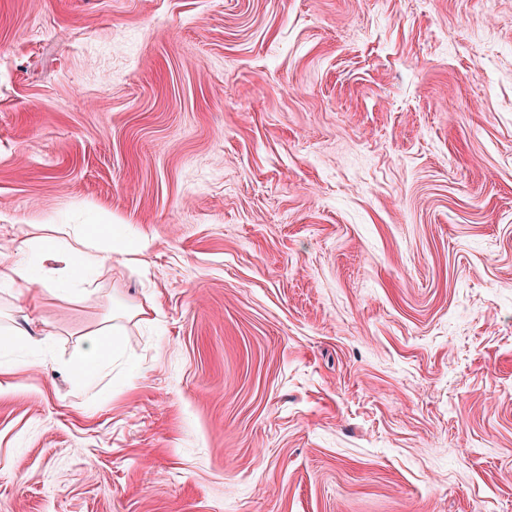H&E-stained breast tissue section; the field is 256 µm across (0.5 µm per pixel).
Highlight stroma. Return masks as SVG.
<instances>
[{
  "label": "stroma",
  "instance_id": "obj_1",
  "mask_svg": "<svg viewBox=\"0 0 512 512\" xmlns=\"http://www.w3.org/2000/svg\"><path fill=\"white\" fill-rule=\"evenodd\" d=\"M37 224L146 251L29 310L0 512H512V0H0ZM86 336L88 337L84 343L75 352L73 369L81 380L90 383L112 362L118 349L117 342L112 336H122V327L112 324Z\"/></svg>",
  "mask_w": 512,
  "mask_h": 512
}]
</instances>
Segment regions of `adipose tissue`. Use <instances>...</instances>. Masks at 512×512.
Returning a JSON list of instances; mask_svg holds the SVG:
<instances>
[{
	"label": "adipose tissue",
	"mask_w": 512,
	"mask_h": 512,
	"mask_svg": "<svg viewBox=\"0 0 512 512\" xmlns=\"http://www.w3.org/2000/svg\"><path fill=\"white\" fill-rule=\"evenodd\" d=\"M123 233V227L117 224L102 225L96 233L91 232L90 228L70 224L48 225L46 234H33L18 240V261L0 264V288H9L17 301V311L25 312L38 301L28 288L37 271V260L54 254L65 262L70 272L79 273L83 294H91L94 276L99 268L114 258L122 264L129 261L127 251H120L115 257L103 252L97 243L99 235L116 238ZM121 333L122 328L117 324L89 333L74 356L73 369L81 380L92 382L111 363L118 349L116 338Z\"/></svg>",
	"instance_id": "obj_1"
}]
</instances>
